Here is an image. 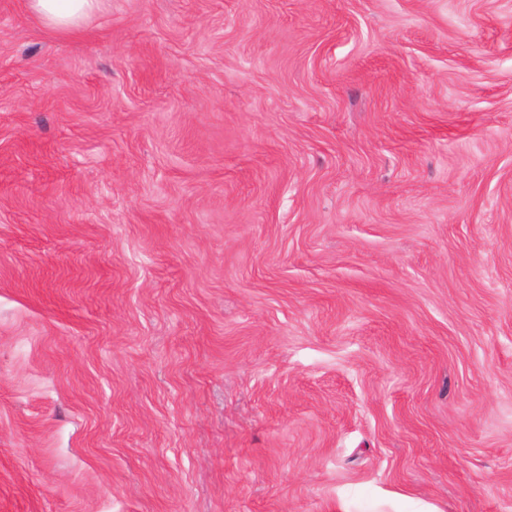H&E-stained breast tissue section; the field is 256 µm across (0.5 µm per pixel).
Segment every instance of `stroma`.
<instances>
[{
  "instance_id": "35a3bbf8",
  "label": "stroma",
  "mask_w": 512,
  "mask_h": 512,
  "mask_svg": "<svg viewBox=\"0 0 512 512\" xmlns=\"http://www.w3.org/2000/svg\"><path fill=\"white\" fill-rule=\"evenodd\" d=\"M0 512H512V0H0ZM101 0H27L31 14L58 33L77 30L98 8Z\"/></svg>"
}]
</instances>
